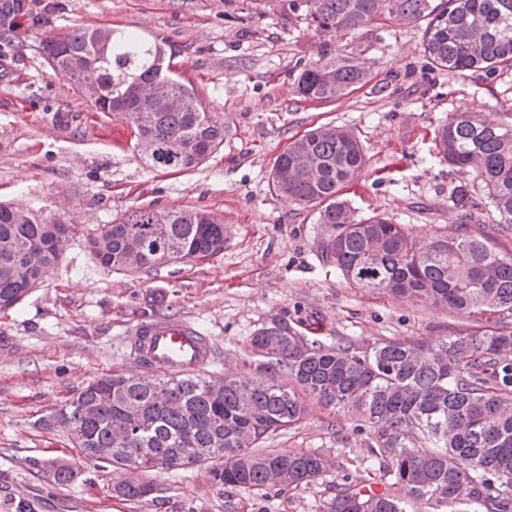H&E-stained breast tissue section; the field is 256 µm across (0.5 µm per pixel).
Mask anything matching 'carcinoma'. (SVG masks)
I'll return each instance as SVG.
<instances>
[{
	"label": "carcinoma",
	"instance_id": "obj_1",
	"mask_svg": "<svg viewBox=\"0 0 512 512\" xmlns=\"http://www.w3.org/2000/svg\"><path fill=\"white\" fill-rule=\"evenodd\" d=\"M32 0H0V28L23 24ZM316 34L345 33L383 16L427 21L424 48L440 69L493 77L512 69V0H309ZM54 72L68 78L98 112H118L135 141L151 136L148 165L188 171L224 145V124L192 85L173 75L165 49L114 27L77 28L43 47ZM319 60L299 75L296 92L312 102L341 98L362 82L353 64ZM168 80L195 106L146 99L144 83ZM438 154L465 176L449 201L462 211L484 205L497 223L512 227V120L476 111L453 112L435 132ZM366 164L360 141L341 127L310 130L288 143L274 163V190L294 206L319 207L325 225L322 258L361 288L446 306L474 326L437 342L395 339L360 347L351 340L297 346V334L274 323L253 333V353L264 357L255 377L218 382L200 373L152 376L114 372L89 382L48 419L71 423L74 447L128 473L112 489L124 501H146L156 491L148 472L206 466L218 488L257 492L309 485L332 468L322 454L264 448L300 422L307 401L356 414L368 427L372 474L341 483L321 512H512V251L468 233L417 239L381 215L357 219L343 191ZM75 225L41 220L0 203V311L17 305L59 262L62 239ZM109 271L136 272L165 265L167 250L189 262L224 251V221L206 210L134 208L89 239ZM125 428V441L114 431ZM222 448L219 457H187L190 449ZM67 485L76 472L52 463Z\"/></svg>",
	"mask_w": 512,
	"mask_h": 512
}]
</instances>
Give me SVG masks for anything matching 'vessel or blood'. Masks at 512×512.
<instances>
[{"mask_svg": "<svg viewBox=\"0 0 512 512\" xmlns=\"http://www.w3.org/2000/svg\"><path fill=\"white\" fill-rule=\"evenodd\" d=\"M132 344L148 368L156 372L196 371L213 355L208 337L187 322L170 319L140 327Z\"/></svg>", "mask_w": 512, "mask_h": 512, "instance_id": "vessel-or-blood-1", "label": "vessel or blood"}]
</instances>
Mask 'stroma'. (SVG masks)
<instances>
[{"mask_svg":"<svg viewBox=\"0 0 512 512\" xmlns=\"http://www.w3.org/2000/svg\"><path fill=\"white\" fill-rule=\"evenodd\" d=\"M308 0H36L48 23L0 37V203L40 217L64 215L77 232L51 276L0 311V512H319L342 478H364L366 432L349 413L310 406L306 418L268 442L335 460L309 485L255 493L212 486L205 468L152 474L148 502L113 498L123 477L82 460L71 437L44 429L91 380L139 372L130 337L177 318L210 336L205 374H250L259 328L282 321L298 335L320 324L323 342L362 346L438 340L469 327L443 306L358 287L322 261L318 210L288 204L271 170L290 141L320 126L357 137L367 164L345 191L355 214H380L411 235L468 232L512 250V229L487 207L466 213L448 200L461 176L437 158L434 130L449 113L512 114V69L488 78L437 68L420 23L384 17L331 38L336 63L365 80L333 102L300 98L295 83L317 59ZM115 26L164 43L170 63L224 122V146L187 172L150 168L120 115L98 112L43 52L49 35ZM204 209L224 219V251L202 263L144 272L104 269L88 240L130 208ZM76 465L55 483L49 464Z\"/></svg>","mask_w":512,"mask_h":512,"instance_id":"obj_1","label":"stroma"}]
</instances>
